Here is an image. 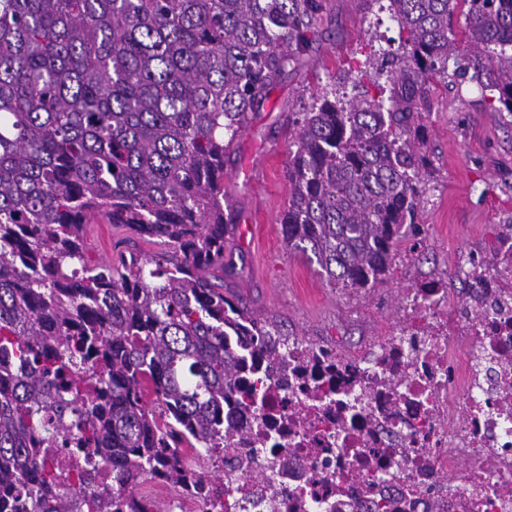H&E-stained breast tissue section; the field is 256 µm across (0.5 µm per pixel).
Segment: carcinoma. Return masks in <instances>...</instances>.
Returning <instances> with one entry per match:
<instances>
[{"mask_svg":"<svg viewBox=\"0 0 512 512\" xmlns=\"http://www.w3.org/2000/svg\"><path fill=\"white\" fill-rule=\"evenodd\" d=\"M403 55L389 101L323 94L298 113L281 224L334 286L387 276L417 187L427 83L471 74L512 115V0H389ZM466 9L467 49L453 16ZM322 0H0V494L39 512H151L163 475L221 494L239 337L277 359L282 326L224 294V154L314 41ZM101 217L166 251L88 253ZM102 459L109 489L44 466Z\"/></svg>","mask_w":512,"mask_h":512,"instance_id":"obj_1","label":"carcinoma"}]
</instances>
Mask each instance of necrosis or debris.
Listing matches in <instances>:
<instances>
[{
  "label": "necrosis or debris",
  "instance_id": "1",
  "mask_svg": "<svg viewBox=\"0 0 512 512\" xmlns=\"http://www.w3.org/2000/svg\"><path fill=\"white\" fill-rule=\"evenodd\" d=\"M473 309L440 281L410 289L413 320L347 354L291 338L250 372L225 442L221 508L182 491L172 512H512V239ZM256 472L264 481H253Z\"/></svg>",
  "mask_w": 512,
  "mask_h": 512
}]
</instances>
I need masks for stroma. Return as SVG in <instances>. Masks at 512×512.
I'll return each instance as SVG.
<instances>
[{
  "label": "stroma",
  "mask_w": 512,
  "mask_h": 512,
  "mask_svg": "<svg viewBox=\"0 0 512 512\" xmlns=\"http://www.w3.org/2000/svg\"><path fill=\"white\" fill-rule=\"evenodd\" d=\"M389 0H323L310 53L287 69L264 105L253 112L224 158V194L239 226L224 239V259L235 273L224 286L259 316L276 317L289 335L339 343L351 349L378 339L405 319L409 289L444 280L457 306L468 300L456 276L460 257H489L505 225L512 224V116L491 109L470 76L431 83L418 122L425 139L420 154V199L383 282L356 291L330 285L316 261L288 247L281 218L288 206V121L322 89L352 92L361 80L378 95L365 61L376 51H398L399 29ZM97 240L94 257L110 252L152 255L160 245L109 224L87 227Z\"/></svg>",
  "instance_id": "obj_1"
}]
</instances>
